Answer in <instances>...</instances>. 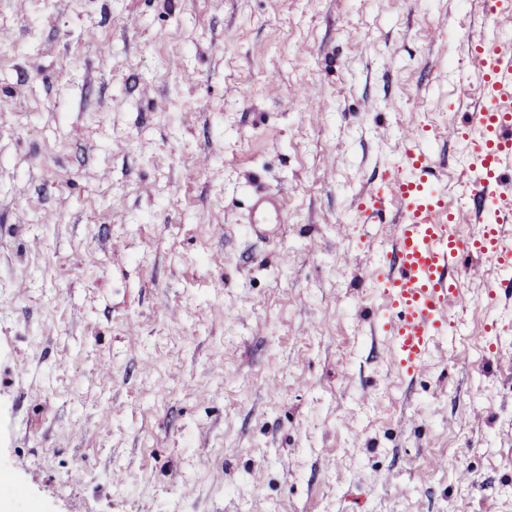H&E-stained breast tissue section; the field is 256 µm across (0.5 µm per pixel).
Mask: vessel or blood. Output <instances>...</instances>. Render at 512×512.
<instances>
[{"label":"vessel or blood","instance_id":"b4317fda","mask_svg":"<svg viewBox=\"0 0 512 512\" xmlns=\"http://www.w3.org/2000/svg\"><path fill=\"white\" fill-rule=\"evenodd\" d=\"M494 37L471 44L484 81V92L467 103L470 156L475 164L462 183L460 200L469 216H478L502 188L512 182V47L504 39L512 33V0H496ZM404 174L387 192L369 196L373 223H390L392 261L383 272L382 296L389 331L395 341L394 361L402 370L418 374L433 348L448 330L451 306L461 304L463 292L455 277L468 257L492 255L504 266L512 253L502 247L501 224L481 225L476 236L461 237L448 207V188L423 141L408 137ZM396 204L388 214V204ZM252 223L272 224L283 217V195L271 192L252 199Z\"/></svg>","mask_w":512,"mask_h":512}]
</instances>
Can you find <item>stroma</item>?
<instances>
[{"label": "stroma", "mask_w": 512, "mask_h": 512, "mask_svg": "<svg viewBox=\"0 0 512 512\" xmlns=\"http://www.w3.org/2000/svg\"><path fill=\"white\" fill-rule=\"evenodd\" d=\"M2 30L0 512H512V272L460 275L408 375L362 217L409 129L456 196L483 0H0ZM250 224L280 223L283 217V194L271 192L251 200Z\"/></svg>", "instance_id": "35a3bbf8"}]
</instances>
